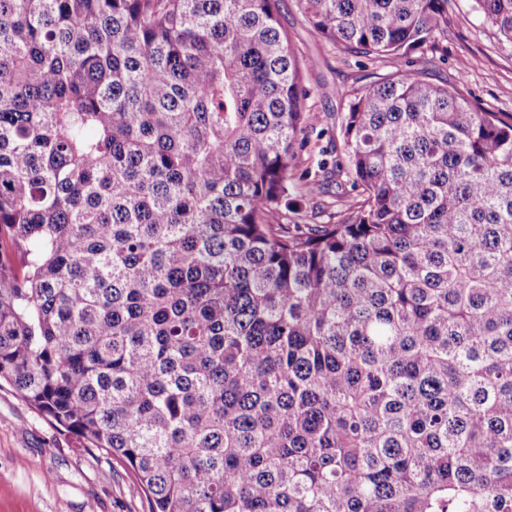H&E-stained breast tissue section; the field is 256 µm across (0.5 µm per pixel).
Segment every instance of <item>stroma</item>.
Instances as JSON below:
<instances>
[{"instance_id":"1","label":"stroma","mask_w":512,"mask_h":512,"mask_svg":"<svg viewBox=\"0 0 512 512\" xmlns=\"http://www.w3.org/2000/svg\"><path fill=\"white\" fill-rule=\"evenodd\" d=\"M277 14L297 53L309 120L294 148L298 180L283 215L289 224H334L357 197L346 172L340 127L349 102L374 82L409 69L457 89L473 106L512 123V42L487 24L474 0H448V23L430 48L403 58L349 55L319 36L300 0ZM320 190L307 194L305 182ZM0 512H148L122 459L80 447L11 386H0Z\"/></svg>"}]
</instances>
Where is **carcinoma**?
Returning <instances> with one entry per match:
<instances>
[{"instance_id": "obj_1", "label": "carcinoma", "mask_w": 512, "mask_h": 512, "mask_svg": "<svg viewBox=\"0 0 512 512\" xmlns=\"http://www.w3.org/2000/svg\"><path fill=\"white\" fill-rule=\"evenodd\" d=\"M277 0H0V380L149 512H512V124L401 73L359 199L284 224L307 94ZM351 54L448 0H301ZM512 42V0H475Z\"/></svg>"}]
</instances>
